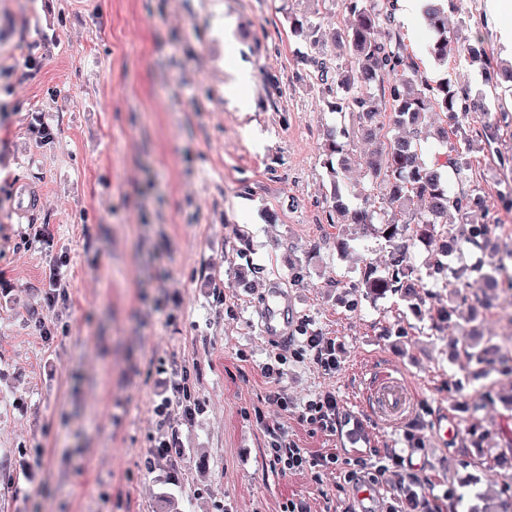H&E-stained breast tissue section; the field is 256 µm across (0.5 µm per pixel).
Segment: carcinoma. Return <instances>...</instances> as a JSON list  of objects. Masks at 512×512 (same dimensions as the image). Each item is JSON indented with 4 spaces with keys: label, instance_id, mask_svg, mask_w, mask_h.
I'll list each match as a JSON object with an SVG mask.
<instances>
[{
    "label": "carcinoma",
    "instance_id": "carcinoma-1",
    "mask_svg": "<svg viewBox=\"0 0 512 512\" xmlns=\"http://www.w3.org/2000/svg\"><path fill=\"white\" fill-rule=\"evenodd\" d=\"M445 2L429 0L424 10L431 32L429 54L442 66L448 65L450 57L456 62H480L485 65L486 80L493 88L512 92V68L492 67L479 41L448 35ZM341 8L350 24L340 29L336 45L347 50V62L333 63L313 54L303 59L305 65L312 67L305 77L323 85L332 111L356 116L364 137L382 135V117L386 115L394 125L405 128L404 135L384 143L382 152L362 160L365 182L356 193L361 205L349 207L336 189L332 205L325 210L328 223L346 225L351 235L370 233L389 247L385 270L379 271L370 264L362 268L363 295L370 300L398 293L409 300L418 298L419 284L409 265L410 247L415 240L436 235L451 241L452 246L436 252L430 263L433 272L441 274L456 262L462 273L475 272L484 280L493 279V273L505 269L503 258L492 255L468 265L464 263V246L485 250L496 226L470 224L457 229L453 219L463 216L480 195L463 183L452 189L443 175L447 169L461 175L470 159L454 145L432 158L424 147L423 128L429 114L443 113L449 119V127L455 129L469 116L462 109L464 88L446 78L434 85L416 80L418 65L394 27L395 0H341ZM325 20L317 13L304 21L293 19L290 24L294 33L312 41ZM384 76L392 77V83H381ZM323 152L327 155L328 176L336 187L347 158L335 134L326 135ZM374 198L380 200L377 208L371 206ZM474 357L484 365L485 372L512 376V360L504 362L495 354L487 355L484 349Z\"/></svg>",
    "mask_w": 512,
    "mask_h": 512
}]
</instances>
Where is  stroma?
Segmentation results:
<instances>
[{
	"label": "stroma",
	"mask_w": 512,
	"mask_h": 512,
	"mask_svg": "<svg viewBox=\"0 0 512 512\" xmlns=\"http://www.w3.org/2000/svg\"><path fill=\"white\" fill-rule=\"evenodd\" d=\"M316 10L348 21L340 0H0V512H158L164 494L181 512H280L293 495L312 512H355L360 486L381 504L393 497L392 477L365 464L407 448L410 430L421 439L412 470L445 512L512 495V468L499 464L512 456V379L451 344L473 327L478 346H511L512 297L485 299L473 274L430 276L420 244L419 311L356 291L361 257L381 268L388 249L368 236L339 250L340 227L325 219L324 135L353 119L304 76L310 46L288 19ZM504 22L490 0L448 9L449 33L506 66ZM397 29L419 77H456L491 98L480 64L444 67L426 53L423 21ZM246 69L242 104L227 89ZM480 129L464 122L450 141L470 157L466 184L499 216L495 244L512 249V164L498 162L512 161V126L492 144ZM270 288L340 348L330 375L289 355L285 412L265 405L260 372L278 348L260 330ZM453 289L447 322L438 311ZM377 360L413 397L404 423L367 421L372 452L299 420L322 391L341 414L359 413ZM174 370L203 408L189 426L154 411ZM259 407L301 447L336 453L342 472L273 473ZM171 433L182 453L151 460Z\"/></svg>",
	"instance_id": "35a3bbf8"
}]
</instances>
